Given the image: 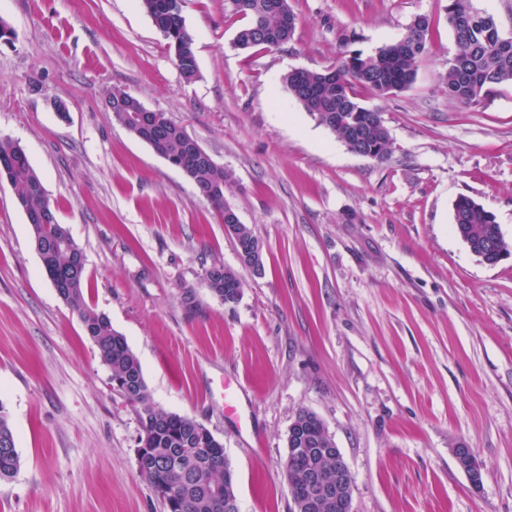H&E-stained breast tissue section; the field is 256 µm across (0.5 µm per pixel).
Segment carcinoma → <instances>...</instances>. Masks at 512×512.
<instances>
[{"label": "carcinoma", "mask_w": 512, "mask_h": 512, "mask_svg": "<svg viewBox=\"0 0 512 512\" xmlns=\"http://www.w3.org/2000/svg\"><path fill=\"white\" fill-rule=\"evenodd\" d=\"M151 19L161 18V35L177 48L176 65L187 80L198 73L193 36L182 15V0H139ZM231 11L249 18L238 29L233 46L239 49H275L288 43L295 27L283 18L294 15L288 0H228ZM475 0H448V25L457 53L448 62V98L472 107L481 102L486 89L512 84V36L506 37L485 26ZM431 22L417 16L406 28L402 41L389 43L370 54L360 50L341 52L336 64L323 71L295 69L282 78L289 93L325 126L346 148H362L383 162L392 153V139L379 110L360 102L357 89L376 98H386L409 88L415 80L418 63L427 51ZM142 102L115 88L109 98L110 112L132 135L138 127L127 119L140 111ZM153 129L176 165L188 160V138L183 126L166 114ZM190 180L200 195L226 220L224 191L229 173L221 166L199 162L191 169ZM6 175L18 205L36 216L30 223L35 250L42 267L59 297L79 317L86 336L110 372L112 389L132 407L140 426L139 445L147 449L141 476L155 486L162 479L173 482L176 507L163 501L165 512H226L224 503L236 501L234 483L227 460L215 456L221 442L194 419L161 409L154 402L144 379L140 362L126 339L112 327L109 317L92 308L86 299L87 276L71 274L83 250L69 230L59 223L38 173L31 166L19 143L0 139V175ZM455 233L477 257L498 261L512 254V242L503 236L495 215L461 195L453 205ZM207 287L221 301L241 296L242 282L229 268L219 278L206 279ZM295 433L320 441L318 447L331 448L334 439L324 422L313 412L301 410L294 419ZM316 467L324 480L334 477L335 462L328 456L291 462L288 484L299 498L305 487L301 474ZM20 468V456L9 417L0 404V480L13 478Z\"/></svg>", "instance_id": "carcinoma-1"}]
</instances>
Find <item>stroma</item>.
<instances>
[{
    "label": "stroma",
    "mask_w": 512,
    "mask_h": 512,
    "mask_svg": "<svg viewBox=\"0 0 512 512\" xmlns=\"http://www.w3.org/2000/svg\"><path fill=\"white\" fill-rule=\"evenodd\" d=\"M293 39L238 50L226 0H183L186 80L138 0H0V139L18 142L82 248L89 302L138 357L154 401L224 445L240 512H291L281 464L299 410L353 476V512H512V257L489 266L453 230L465 194L512 239V85L479 106L440 77L448 0H289ZM431 21L413 85L373 100L393 152H349L288 93L294 69L373 52ZM166 113L232 176L264 247L243 266L192 181L115 121L113 88ZM243 282L227 304L204 273ZM238 385L247 425L224 411ZM0 406L21 466L0 512H164L140 476V427L58 296L0 177ZM483 464L473 486L452 450Z\"/></svg>",
    "instance_id": "35a3bbf8"
}]
</instances>
